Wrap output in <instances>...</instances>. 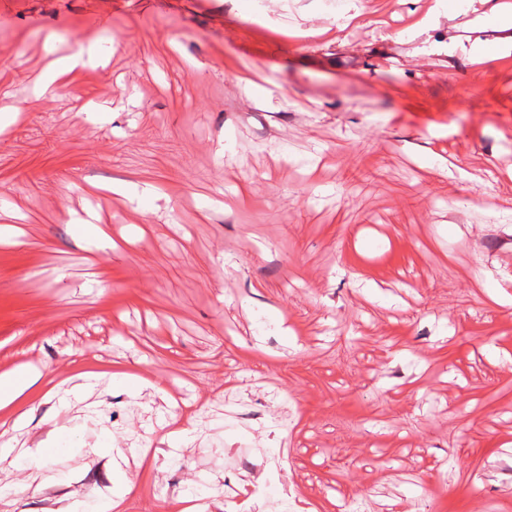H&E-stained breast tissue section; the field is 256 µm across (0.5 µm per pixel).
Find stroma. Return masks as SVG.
Wrapping results in <instances>:
<instances>
[{
  "label": "stroma",
  "instance_id": "obj_1",
  "mask_svg": "<svg viewBox=\"0 0 512 512\" xmlns=\"http://www.w3.org/2000/svg\"><path fill=\"white\" fill-rule=\"evenodd\" d=\"M482 11L0 0V372L44 373L0 409V512L125 475L124 512H512V28ZM90 39L108 66L37 98Z\"/></svg>",
  "mask_w": 512,
  "mask_h": 512
}]
</instances>
